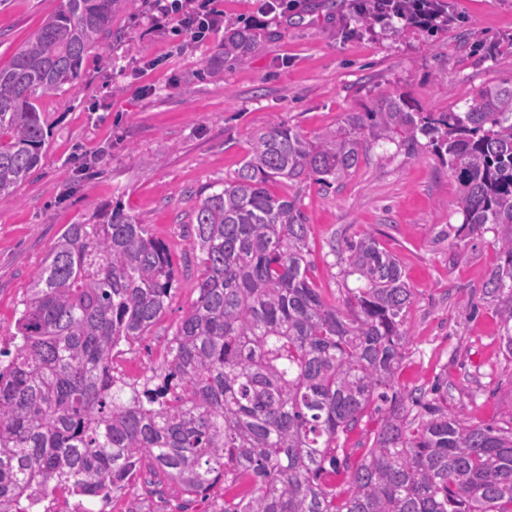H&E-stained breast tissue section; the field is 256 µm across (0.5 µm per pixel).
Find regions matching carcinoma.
Returning <instances> with one entry per match:
<instances>
[{"mask_svg":"<svg viewBox=\"0 0 512 512\" xmlns=\"http://www.w3.org/2000/svg\"><path fill=\"white\" fill-rule=\"evenodd\" d=\"M136 0H65L0 67V198L43 157L37 102L80 78L85 55ZM257 41L231 27L224 65ZM428 138L458 183L456 237L494 226L497 301L512 358V84L482 87L463 112H423L389 96L315 140L282 121L257 131L235 175L207 187L190 218L196 297L143 380L116 372L165 313L176 273L167 245L121 208L67 224L32 277L18 332L0 348V512H30L38 491L107 501L163 479L184 496L219 480L212 512H512L509 425L474 424L448 392L393 390L409 345L412 288L367 233L346 243L359 286L328 302L309 276V225L295 194L270 186L340 184L370 145L407 154ZM379 427L354 461L363 418ZM348 474L346 494L324 481Z\"/></svg>","mask_w":512,"mask_h":512,"instance_id":"1","label":"carcinoma"}]
</instances>
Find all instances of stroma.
I'll use <instances>...</instances> for the list:
<instances>
[{
  "label": "stroma",
  "mask_w": 512,
  "mask_h": 512,
  "mask_svg": "<svg viewBox=\"0 0 512 512\" xmlns=\"http://www.w3.org/2000/svg\"><path fill=\"white\" fill-rule=\"evenodd\" d=\"M271 16L265 0H213L225 25L258 32L249 62L222 69L224 27L195 40L179 17L151 21L148 0L112 19L107 52L38 105L47 132L40 166L16 194L0 198V347L16 331V311L33 273L67 224L122 207L169 247L178 288L146 347L117 359L132 380L159 368L169 339L194 297L198 266L185 224L199 192L233 176L253 133L278 119L315 138L389 96L425 112H462L474 93L512 81V0H447L458 20L438 28H361L349 0H296ZM63 0H0V66ZM297 193L310 226L309 275L332 303L355 277L331 247L371 233L398 256L414 296L410 342L395 377L407 393L448 386V406L474 423L504 425L512 408V359L503 355L496 304L482 287L498 261L494 232L456 242L463 216L458 184L427 149H370L338 188L312 181L278 184ZM476 302L466 317L461 306Z\"/></svg>",
  "instance_id": "obj_1"
}]
</instances>
